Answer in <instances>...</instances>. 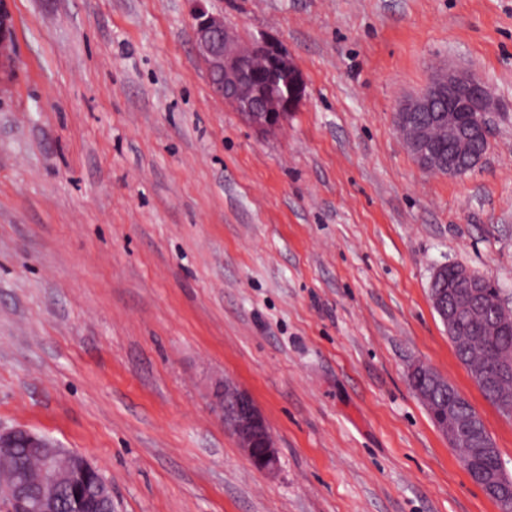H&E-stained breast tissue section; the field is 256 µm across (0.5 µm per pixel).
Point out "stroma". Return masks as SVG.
I'll use <instances>...</instances> for the list:
<instances>
[{
    "instance_id": "1",
    "label": "stroma",
    "mask_w": 512,
    "mask_h": 512,
    "mask_svg": "<svg viewBox=\"0 0 512 512\" xmlns=\"http://www.w3.org/2000/svg\"><path fill=\"white\" fill-rule=\"evenodd\" d=\"M0 89V427L100 467L117 512H500L409 389L427 364L512 476V416L433 310L460 264L512 303V0H208L278 39L301 105L216 99L192 0H9ZM497 104L482 161L422 171L394 126L437 66ZM248 392L280 466L213 411ZM17 70L14 24L7 0L0 1V86L12 81Z\"/></svg>"
}]
</instances>
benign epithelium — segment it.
I'll return each mask as SVG.
<instances>
[{
    "instance_id": "benign-epithelium-1",
    "label": "benign epithelium",
    "mask_w": 512,
    "mask_h": 512,
    "mask_svg": "<svg viewBox=\"0 0 512 512\" xmlns=\"http://www.w3.org/2000/svg\"><path fill=\"white\" fill-rule=\"evenodd\" d=\"M192 39L205 66L210 87L218 99L237 112L257 132L279 129L288 114L298 109L304 95L302 74L288 53L271 37L240 40L224 17L206 7L207 0H193ZM17 70L14 24L7 0H0V85L12 81ZM493 106L485 82L475 74L453 67L437 70L424 91L407 97L395 113L398 133L411 155L425 172L437 170L439 157L430 150V130L439 129L448 139L453 155L448 157V177H457L476 167L483 154L474 151L478 142L488 141L486 112ZM452 287L456 294L447 303L440 293L430 294L439 317L453 339V346L466 348L467 337L460 332V318L469 308L483 304V283L465 266L455 267ZM512 374V348L499 353L496 366L486 375L489 383L502 374ZM213 406L239 447L260 471L273 473L279 458L266 419L252 398L240 389L220 384L213 391ZM448 430L454 448L470 446L486 455L499 449L489 438L479 413L461 416L459 397L448 395L445 405ZM24 449L38 463L43 483L60 480L57 455L62 448L48 436L25 427L0 428V465L15 463L17 450ZM76 475L98 474L100 468L74 450H65ZM481 488L503 512L512 509V479L503 467L479 472ZM8 512H54L55 502L42 488L20 479L8 490Z\"/></svg>"
}]
</instances>
